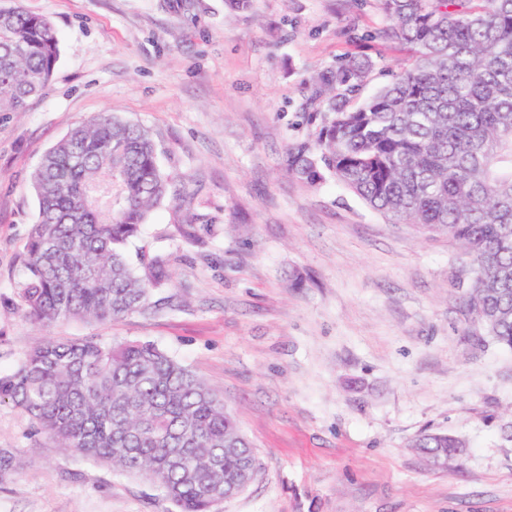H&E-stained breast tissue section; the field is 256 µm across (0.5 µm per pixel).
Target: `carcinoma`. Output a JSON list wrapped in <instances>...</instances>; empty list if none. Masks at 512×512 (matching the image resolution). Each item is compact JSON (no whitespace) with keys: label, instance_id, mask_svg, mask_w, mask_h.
Instances as JSON below:
<instances>
[{"label":"carcinoma","instance_id":"carcinoma-1","mask_svg":"<svg viewBox=\"0 0 512 512\" xmlns=\"http://www.w3.org/2000/svg\"><path fill=\"white\" fill-rule=\"evenodd\" d=\"M385 34L413 49L389 83L352 103L372 64L351 57L320 72L314 141L289 169L328 173L389 220L445 234L469 257L466 304L512 349V0H379ZM60 40L20 0L0 6V112H23L52 78ZM38 202L16 283L27 315L118 320L148 311L169 280L125 248L151 209L175 199L157 145L112 113L76 124L30 177ZM80 455L158 483L178 512H211L262 463L223 396L152 343L47 340L0 375V403ZM411 447L452 459L464 443L423 433Z\"/></svg>","mask_w":512,"mask_h":512}]
</instances>
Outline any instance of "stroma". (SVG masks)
<instances>
[{
	"label": "stroma",
	"mask_w": 512,
	"mask_h": 512,
	"mask_svg": "<svg viewBox=\"0 0 512 512\" xmlns=\"http://www.w3.org/2000/svg\"><path fill=\"white\" fill-rule=\"evenodd\" d=\"M60 56L44 94L0 115V372L45 339L150 342L222 393L263 466L216 512H512V350L462 300L469 259L395 224L332 177L288 171L314 140L308 83L348 56L363 95L412 56L377 0H22ZM116 112L148 128L178 201L127 247L170 279L150 311L31 320L17 294L38 205L29 175L73 126ZM424 432L466 443L436 465ZM0 512H175L144 477L60 447L0 403Z\"/></svg>",
	"instance_id": "stroma-1"
}]
</instances>
